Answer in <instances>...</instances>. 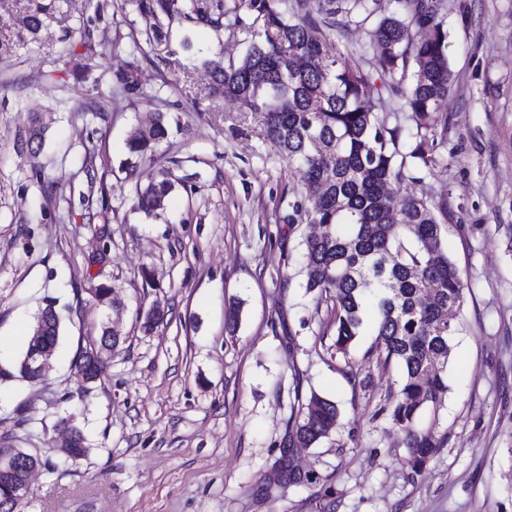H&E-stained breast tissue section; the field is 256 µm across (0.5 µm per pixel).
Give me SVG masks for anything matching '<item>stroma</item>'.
<instances>
[{"label": "stroma", "instance_id": "1", "mask_svg": "<svg viewBox=\"0 0 512 512\" xmlns=\"http://www.w3.org/2000/svg\"><path fill=\"white\" fill-rule=\"evenodd\" d=\"M36 6L34 33L25 19ZM143 26L132 0H0V440L53 465L17 512H512V0H447L455 85L438 114L443 164L400 189L447 200L444 245L465 284L448 390L420 420L447 441L417 474L386 413L401 365L379 362L370 320L349 358L337 356L330 309L305 288L307 226L295 216L312 204L295 165L265 138L262 113L207 95L206 62L239 59L260 26L176 19L147 54L132 41ZM70 44L91 45L92 59L60 61ZM85 63L92 78L76 83ZM132 64L147 97L111 96V74ZM74 85L104 114L71 113ZM37 112L50 121L33 161L14 136ZM160 112L169 136L130 176L127 140ZM162 167L175 188L149 218L135 186ZM51 180L62 198L44 192ZM100 284L111 304L92 300ZM49 299L61 339L31 384L17 364ZM156 305L164 320L144 329ZM109 319L120 343L80 390L76 352ZM297 387L340 411L328 438L298 451L320 480L255 504L248 486L273 470ZM69 417L89 445L75 462L56 447Z\"/></svg>", "mask_w": 512, "mask_h": 512}]
</instances>
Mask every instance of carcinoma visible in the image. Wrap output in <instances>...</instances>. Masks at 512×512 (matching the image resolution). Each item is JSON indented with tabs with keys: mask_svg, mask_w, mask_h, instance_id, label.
<instances>
[{
	"mask_svg": "<svg viewBox=\"0 0 512 512\" xmlns=\"http://www.w3.org/2000/svg\"><path fill=\"white\" fill-rule=\"evenodd\" d=\"M146 25L145 44L167 38L163 18L184 17L218 30L222 18L240 25L243 16L262 22L264 39L252 43L236 62H211L209 94L237 101L247 112L264 114V134L289 161L314 196L303 240L305 288L317 301L333 294L336 353L349 348L364 323L369 297L378 309L377 346L384 362L397 361L403 378L393 396L390 418L404 433L406 464L416 473L443 447L435 428L419 425L422 413L438 411L448 389V337L464 302V283L444 248L448 201L428 194L390 191L421 182L439 165L436 116L454 87L442 18L445 0H135ZM355 26L368 40L342 53L330 33ZM126 98L146 90L131 65L116 74ZM392 109L381 111L382 93ZM47 124L35 116L18 133L17 150L36 159ZM163 113L135 130L128 164L153 155L167 138ZM174 189L162 170L137 189V207L153 216ZM59 312L40 310L33 330L56 345ZM285 443L312 448L338 422L336 403L316 393L296 392ZM70 460L87 456L84 431L76 424ZM284 483L311 485L317 477L294 470L279 449Z\"/></svg>",
	"mask_w": 512,
	"mask_h": 512,
	"instance_id": "obj_1",
	"label": "carcinoma"
}]
</instances>
